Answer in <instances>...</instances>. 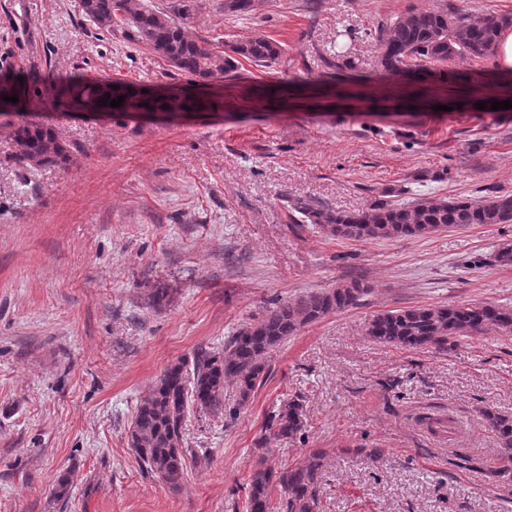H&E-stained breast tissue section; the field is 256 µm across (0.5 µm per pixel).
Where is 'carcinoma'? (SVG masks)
<instances>
[{
    "instance_id": "obj_1",
    "label": "carcinoma",
    "mask_w": 512,
    "mask_h": 512,
    "mask_svg": "<svg viewBox=\"0 0 512 512\" xmlns=\"http://www.w3.org/2000/svg\"><path fill=\"white\" fill-rule=\"evenodd\" d=\"M81 12L98 29L116 27L128 31L134 40L147 45L171 67L197 81L236 79L239 58L270 68L281 56L277 42L259 36L233 45L219 46L197 37L192 23L200 0H172L167 10L150 8L144 0H79ZM512 25V17L489 15L471 20L446 11L409 9L378 29L380 53L377 67L399 78H417L447 71L448 62L458 57L474 60L492 55L499 30ZM21 73L0 75V108L15 113L19 120L10 126L9 138L15 158L27 168L48 167L67 160L55 128L27 117L31 111L67 103L76 108L98 109L106 99L124 96L116 112H157L162 109L199 112L216 106L232 107L236 100L214 102L187 95L156 96L151 92L118 88L104 90L100 84L82 87L51 83L38 93L35 81ZM16 96V103L2 97ZM297 220L318 224L340 238L356 240L391 239L430 234L448 226L470 224H511L512 195L497 196L482 204L466 200L423 203L376 201L369 208L343 213L298 198L288 201ZM366 292L357 281L329 291L312 292L293 301L278 303L244 324L224 342L222 352H204L192 362L170 364L137 405L129 428L128 444L138 464L170 489L181 486L186 468L182 430L188 410L224 411L234 417L251 398L268 373L267 356L305 325L352 306ZM493 329L512 335V308L490 302L426 305L389 310L373 315L365 334L374 342L413 350H446L448 345ZM233 385L234 404L224 405V388ZM489 428L512 464V417L484 412ZM304 428V405L290 399L270 415L259 443L293 441ZM325 452L310 451L291 469L277 470L259 457L250 474L246 512H319ZM282 491L273 502L272 491Z\"/></svg>"
}]
</instances>
